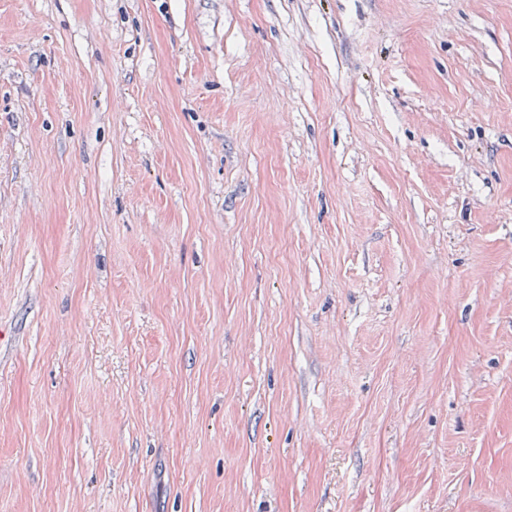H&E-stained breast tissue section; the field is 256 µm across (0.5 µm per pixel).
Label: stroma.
Returning a JSON list of instances; mask_svg holds the SVG:
<instances>
[{"label":"stroma","mask_w":512,"mask_h":512,"mask_svg":"<svg viewBox=\"0 0 512 512\" xmlns=\"http://www.w3.org/2000/svg\"><path fill=\"white\" fill-rule=\"evenodd\" d=\"M0 512H512V0H0Z\"/></svg>","instance_id":"1"}]
</instances>
